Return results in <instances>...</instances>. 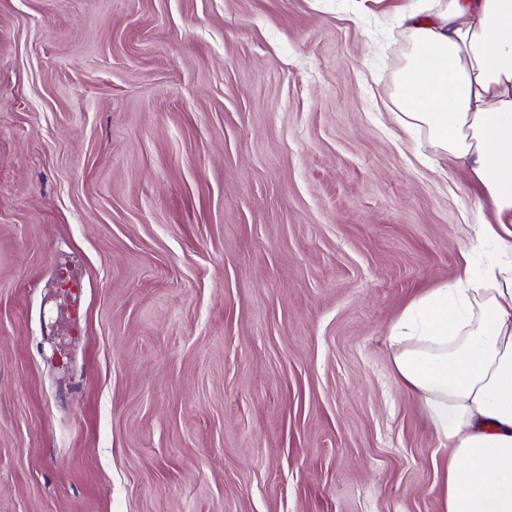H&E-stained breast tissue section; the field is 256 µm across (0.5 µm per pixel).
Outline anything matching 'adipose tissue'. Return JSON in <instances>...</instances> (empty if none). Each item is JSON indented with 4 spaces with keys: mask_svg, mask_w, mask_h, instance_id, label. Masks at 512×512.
<instances>
[{
    "mask_svg": "<svg viewBox=\"0 0 512 512\" xmlns=\"http://www.w3.org/2000/svg\"><path fill=\"white\" fill-rule=\"evenodd\" d=\"M430 11L402 16L410 51L382 103L465 168L490 212L462 256H493L406 307L392 362L449 451L444 512H512V0H433Z\"/></svg>",
    "mask_w": 512,
    "mask_h": 512,
    "instance_id": "obj_1",
    "label": "adipose tissue"
}]
</instances>
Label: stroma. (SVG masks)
<instances>
[{"label": "stroma", "mask_w": 512, "mask_h": 512, "mask_svg": "<svg viewBox=\"0 0 512 512\" xmlns=\"http://www.w3.org/2000/svg\"><path fill=\"white\" fill-rule=\"evenodd\" d=\"M412 3L0 0V512H442L389 331L479 202L371 96Z\"/></svg>", "instance_id": "1"}]
</instances>
